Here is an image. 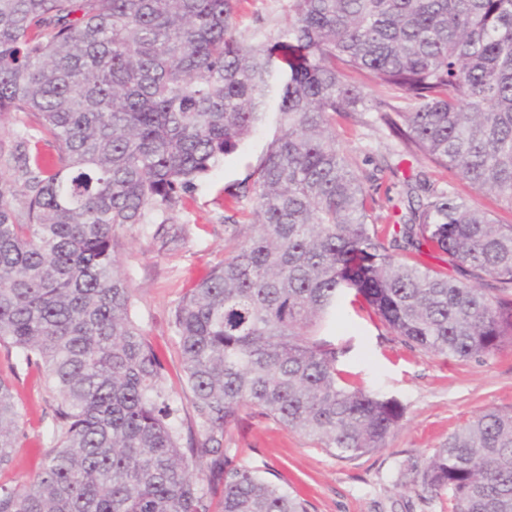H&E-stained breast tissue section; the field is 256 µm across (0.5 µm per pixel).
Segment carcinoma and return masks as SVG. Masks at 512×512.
<instances>
[{"label":"carcinoma","mask_w":512,"mask_h":512,"mask_svg":"<svg viewBox=\"0 0 512 512\" xmlns=\"http://www.w3.org/2000/svg\"><path fill=\"white\" fill-rule=\"evenodd\" d=\"M290 2L276 36L247 40L240 0H0V118L36 115L54 148L31 155L27 131L0 140V345L42 371L52 410L41 465L0 483V512H307L235 464L224 436L251 406L342 458L385 447L401 407L342 385L348 349L319 336L345 298L437 355L512 344V224L410 174L379 228L331 123L377 112L407 155L512 209V0ZM349 72L387 94L365 106ZM274 89L279 133L224 199L232 220L254 197L253 232L174 310L203 436L184 440L116 230L162 235ZM21 419L0 377V470ZM421 483L454 512H512V409L459 427Z\"/></svg>","instance_id":"carcinoma-1"}]
</instances>
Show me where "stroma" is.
<instances>
[{
	"instance_id": "1",
	"label": "stroma",
	"mask_w": 512,
	"mask_h": 512,
	"mask_svg": "<svg viewBox=\"0 0 512 512\" xmlns=\"http://www.w3.org/2000/svg\"><path fill=\"white\" fill-rule=\"evenodd\" d=\"M288 10L289 0H242L238 29L248 39L277 34L288 20ZM277 103L270 98L256 132L198 181L174 213L167 240L154 238L152 228L141 224H127L116 232V259L133 292L135 319L165 359V386L181 407L183 431L193 422L191 393L171 327L172 313L191 281L235 247V225L224 221L219 192L235 189L261 163L278 133ZM335 129L355 171L392 188L391 194L376 196L380 224L390 223L392 207L402 196V175L409 171L453 191L498 223L512 224L511 209L455 172L432 167L421 158L399 159L401 146L376 113H363L357 121L337 119ZM385 161L398 164V173L382 170ZM320 333L348 346L338 367L350 387L401 404L403 417L385 447L342 459L258 409L244 407L224 441L229 456L235 464L294 489L308 512H451L446 496L416 483V471L466 421L491 409L512 407V346L479 358H446L407 347L377 319L346 304L337 306ZM0 372L10 375L24 415L15 458L0 471V482L21 484L41 463L51 410L39 372L3 346Z\"/></svg>"
}]
</instances>
